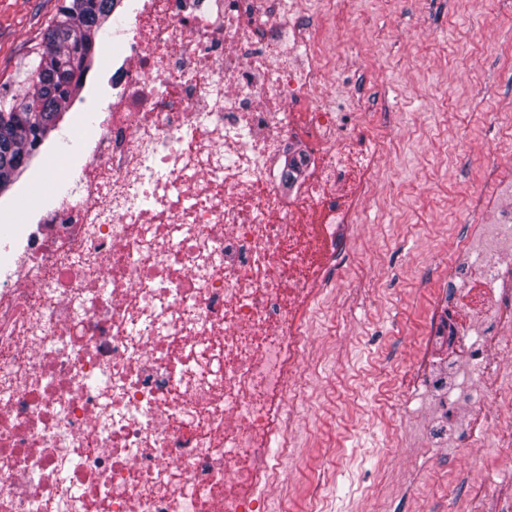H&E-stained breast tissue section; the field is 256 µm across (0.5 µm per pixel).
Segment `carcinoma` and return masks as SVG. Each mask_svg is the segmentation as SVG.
Segmentation results:
<instances>
[{
  "instance_id": "1",
  "label": "carcinoma",
  "mask_w": 512,
  "mask_h": 512,
  "mask_svg": "<svg viewBox=\"0 0 512 512\" xmlns=\"http://www.w3.org/2000/svg\"><path fill=\"white\" fill-rule=\"evenodd\" d=\"M116 0H61L31 69L33 90L0 100V189L18 178L82 85Z\"/></svg>"
}]
</instances>
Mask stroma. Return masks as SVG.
<instances>
[{
  "mask_svg": "<svg viewBox=\"0 0 512 512\" xmlns=\"http://www.w3.org/2000/svg\"><path fill=\"white\" fill-rule=\"evenodd\" d=\"M59 0H0V99L31 89L30 63ZM321 43L318 91L342 127L378 150L354 224L340 227L346 263L306 310L308 396L286 468L287 508L307 512H512V326L488 343L498 375L484 434L469 439L457 406L473 384L468 289L450 266L478 224L512 205V0H297ZM0 192L12 215L70 177L80 136Z\"/></svg>",
  "mask_w": 512,
  "mask_h": 512,
  "instance_id": "1",
  "label": "stroma"
}]
</instances>
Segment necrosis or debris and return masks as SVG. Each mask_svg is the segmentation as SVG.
<instances>
[{"instance_id":"4bbe7bcc","label":"necrosis or debris","mask_w":512,"mask_h":512,"mask_svg":"<svg viewBox=\"0 0 512 512\" xmlns=\"http://www.w3.org/2000/svg\"><path fill=\"white\" fill-rule=\"evenodd\" d=\"M124 12L77 178L5 244L0 512H268L304 409V312L369 184L337 145L375 147L316 97L315 30L285 0ZM295 135L317 159L313 239L277 202ZM510 241L511 210L469 247L484 332L512 324Z\"/></svg>"}]
</instances>
